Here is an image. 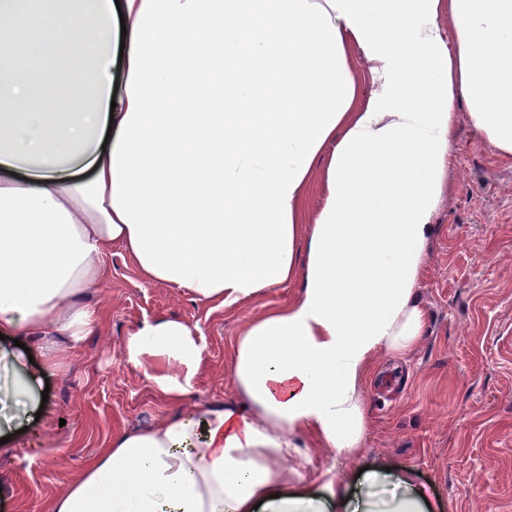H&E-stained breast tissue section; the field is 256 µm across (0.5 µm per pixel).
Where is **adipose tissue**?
<instances>
[{"instance_id":"adipose-tissue-1","label":"adipose tissue","mask_w":512,"mask_h":512,"mask_svg":"<svg viewBox=\"0 0 512 512\" xmlns=\"http://www.w3.org/2000/svg\"><path fill=\"white\" fill-rule=\"evenodd\" d=\"M61 2L88 65L64 102L0 70V334L37 351L26 390L96 328L82 298L113 246L207 304L299 294L237 337L218 405L195 399V328L135 326L124 360L175 412L113 437L49 512H427L406 472H369L354 495L286 488L310 462L297 439L362 446L364 382L426 332L415 294L457 102L512 161V0Z\"/></svg>"}]
</instances>
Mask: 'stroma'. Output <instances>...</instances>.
<instances>
[{
    "label": "stroma",
    "instance_id": "obj_1",
    "mask_svg": "<svg viewBox=\"0 0 512 512\" xmlns=\"http://www.w3.org/2000/svg\"><path fill=\"white\" fill-rule=\"evenodd\" d=\"M6 52L22 73L39 68L49 82L67 66L62 54L34 56L29 42ZM456 137L418 285L427 332L405 357L381 358L366 381L371 426L363 447L347 455L311 449L312 462L292 490L388 466L410 470L434 512H512V162L497 158L466 112L458 114ZM108 265L107 281L86 298L101 313L99 326L49 378L51 417L31 422L10 453H0V487L8 492L0 512H47L112 437L171 413L124 362L127 335L139 322L167 318L198 327L207 352L198 398L226 401L235 394L229 374L236 337L261 309L287 305L298 293L286 284L217 308L147 281L121 246H113Z\"/></svg>",
    "mask_w": 512,
    "mask_h": 512
}]
</instances>
